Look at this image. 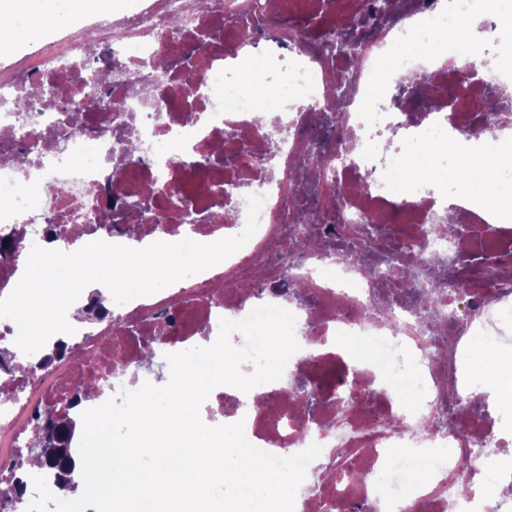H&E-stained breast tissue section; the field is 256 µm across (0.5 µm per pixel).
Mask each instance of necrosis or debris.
<instances>
[{"label": "necrosis or debris", "instance_id": "1", "mask_svg": "<svg viewBox=\"0 0 512 512\" xmlns=\"http://www.w3.org/2000/svg\"><path fill=\"white\" fill-rule=\"evenodd\" d=\"M366 2L129 0L0 65V243L16 255L0 264V336L38 349L8 301L18 258L56 260L49 235L123 258L122 227L133 224L179 260L177 278L161 287L129 280L113 289L108 314L71 325L50 366L9 377L1 489L46 400L87 381L104 398L137 389L142 338L166 354L209 346L221 319L275 304L295 315L296 340L311 353H295L282 379L257 386L256 402L219 394L204 421L233 417L278 456L321 445L297 512L316 497L330 512H512L503 451L512 412L499 398L492 415L473 414L484 383L467 370L474 351L512 348V278L496 274L497 256L512 257V164L503 160L512 113L493 95L512 88V68L485 79L457 35L479 21L488 50L500 51L512 0H450L445 11L440 0H395L371 33L358 20ZM339 34L357 41L355 58L325 51ZM257 55L255 79L274 86L261 104L239 69ZM161 56L168 67L159 71L152 61ZM384 62L398 78L435 75L436 94L375 97ZM335 75L345 83L332 100ZM23 95L32 107L19 112ZM86 99L101 107L73 125ZM120 123L143 146L135 156L119 151ZM455 139L469 152L451 150ZM415 153L425 156L419 174L408 168ZM477 157L491 162L492 189L480 199L455 179ZM105 213L115 229L87 232ZM205 238L223 244L220 258L203 256ZM398 239L412 243L414 259L396 253ZM469 280L481 288L462 314L448 285ZM297 283L301 297L289 296ZM434 288L439 298L422 308ZM295 379L316 403L289 404ZM466 458L482 464L462 468Z\"/></svg>", "mask_w": 512, "mask_h": 512}]
</instances>
